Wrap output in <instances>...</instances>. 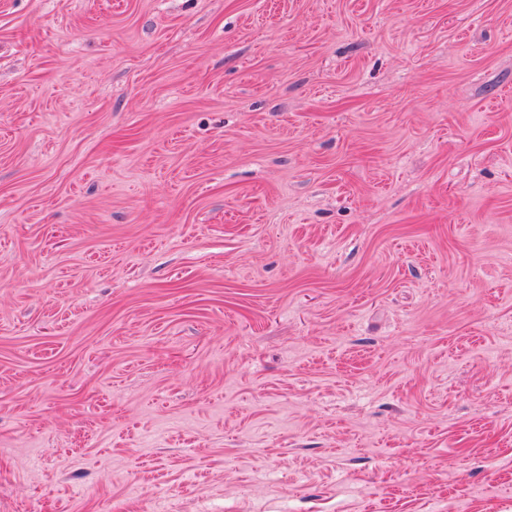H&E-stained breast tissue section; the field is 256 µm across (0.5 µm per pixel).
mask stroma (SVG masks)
<instances>
[{
    "label": "stroma",
    "instance_id": "35a3bbf8",
    "mask_svg": "<svg viewBox=\"0 0 512 512\" xmlns=\"http://www.w3.org/2000/svg\"><path fill=\"white\" fill-rule=\"evenodd\" d=\"M0 512H512V0H0Z\"/></svg>",
    "mask_w": 512,
    "mask_h": 512
}]
</instances>
